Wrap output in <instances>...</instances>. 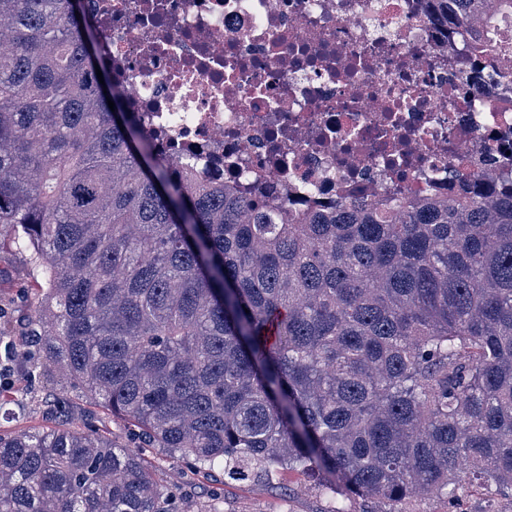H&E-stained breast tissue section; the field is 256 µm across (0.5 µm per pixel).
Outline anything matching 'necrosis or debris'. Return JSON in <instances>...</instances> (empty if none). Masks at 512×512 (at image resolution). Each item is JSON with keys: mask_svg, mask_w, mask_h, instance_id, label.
I'll list each match as a JSON object with an SVG mask.
<instances>
[{"mask_svg": "<svg viewBox=\"0 0 512 512\" xmlns=\"http://www.w3.org/2000/svg\"><path fill=\"white\" fill-rule=\"evenodd\" d=\"M160 154L288 211L500 174L512 106L464 82L430 0H85Z\"/></svg>", "mask_w": 512, "mask_h": 512, "instance_id": "1", "label": "necrosis or debris"}]
</instances>
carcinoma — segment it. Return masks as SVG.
I'll list each match as a JSON object with an SVG mask.
<instances>
[{
    "instance_id": "carcinoma-1",
    "label": "carcinoma",
    "mask_w": 512,
    "mask_h": 512,
    "mask_svg": "<svg viewBox=\"0 0 512 512\" xmlns=\"http://www.w3.org/2000/svg\"><path fill=\"white\" fill-rule=\"evenodd\" d=\"M84 0H0V250L25 255L27 377L51 419L0 432V512H191L192 475L321 476L372 512L512 492V178L295 215L172 170L114 92ZM512 50V0H433ZM104 83H99L95 67ZM492 92L512 103V75ZM115 103L110 110L108 101ZM0 298V338L13 332ZM77 402L78 403L76 404V407L74 408L75 414H80V413H83L84 411H88V410L97 411L99 416L106 418L105 423H103V428L107 432L112 434V438H114L116 440H121L124 437L125 430H124L123 423L120 420L115 419V418H113V420H112V416L104 414L101 409L96 408V406L90 404L87 401L85 402V399L84 400L80 399ZM144 460L159 482L182 481L180 472L183 470V466L176 460L154 451L147 452L144 455Z\"/></svg>"
}]
</instances>
